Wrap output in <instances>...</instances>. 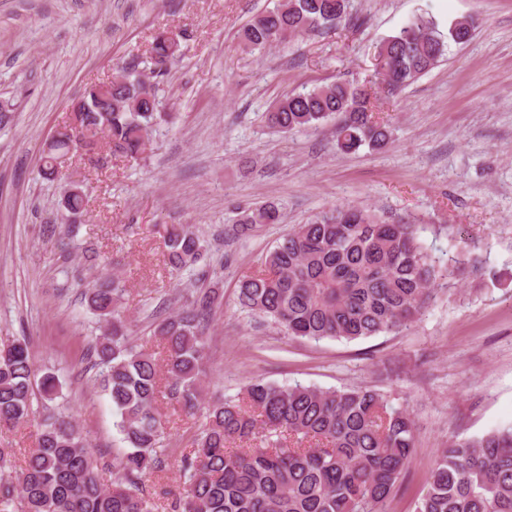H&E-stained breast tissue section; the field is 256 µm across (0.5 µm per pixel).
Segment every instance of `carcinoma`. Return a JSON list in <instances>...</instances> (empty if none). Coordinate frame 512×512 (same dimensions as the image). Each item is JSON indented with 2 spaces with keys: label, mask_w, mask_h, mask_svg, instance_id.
Segmentation results:
<instances>
[{
  "label": "carcinoma",
  "mask_w": 512,
  "mask_h": 512,
  "mask_svg": "<svg viewBox=\"0 0 512 512\" xmlns=\"http://www.w3.org/2000/svg\"><path fill=\"white\" fill-rule=\"evenodd\" d=\"M349 0H281L250 20L238 48L261 51L318 30L337 28ZM473 25L454 22L447 33L417 16L377 47V74L389 91L412 84L445 56L448 42L464 44ZM180 52L179 41L152 36L147 53L157 77ZM154 84L132 65L118 66L108 83L93 84L72 102L69 121L46 142L43 175L61 159L105 145L117 158L144 154L160 118ZM363 85L338 80L287 94L266 113L269 127L301 131L336 119L332 137L342 153L380 149L389 121ZM61 206L86 210L80 184ZM267 202L242 212L244 235L281 222ZM166 266L175 275L194 265L202 240L189 224H158ZM478 260L462 251L448 274L468 279ZM442 269L418 240L416 225L387 223L369 210L338 207L283 234L262 267L243 278L241 308L294 338L355 341L407 326L430 300ZM119 278L99 279L84 293L102 334L89 346L91 363L120 416L125 448L118 477L107 486L74 415L60 409V382L34 368L28 345L15 340L0 353V427L15 428L40 403L41 431L25 467L14 470L13 450L0 448V512H159L143 492L144 478L163 471L159 451L164 402L187 414L201 407L206 376L203 321L219 298L208 289L155 322L163 358L137 345L122 312ZM417 426L405 408L377 389L282 387L255 380L235 399L206 406L205 421L181 458L183 485L171 512H387L415 449ZM414 512H512V425L481 437L451 440L437 453Z\"/></svg>",
  "instance_id": "cac0c4a2"
}]
</instances>
